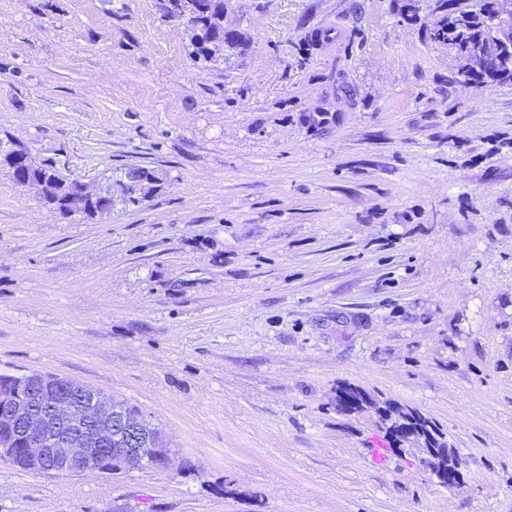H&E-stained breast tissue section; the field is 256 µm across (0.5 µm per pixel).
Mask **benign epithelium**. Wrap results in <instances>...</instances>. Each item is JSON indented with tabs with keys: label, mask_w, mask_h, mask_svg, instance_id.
<instances>
[{
	"label": "benign epithelium",
	"mask_w": 512,
	"mask_h": 512,
	"mask_svg": "<svg viewBox=\"0 0 512 512\" xmlns=\"http://www.w3.org/2000/svg\"><path fill=\"white\" fill-rule=\"evenodd\" d=\"M487 24L496 35V63H512V0H498ZM71 191L83 198H104L112 192L92 191L80 180H70ZM336 404L353 409H375L364 393L354 399L343 392ZM143 419L112 401V396L48 373L18 377L15 392L0 394V460L35 473L79 475L106 472L112 459L126 466L154 461L164 454L160 438H151ZM424 465L444 485L454 483L442 448L424 441Z\"/></svg>",
	"instance_id": "1"
}]
</instances>
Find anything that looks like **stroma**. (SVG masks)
<instances>
[{
    "label": "stroma",
    "mask_w": 512,
    "mask_h": 512,
    "mask_svg": "<svg viewBox=\"0 0 512 512\" xmlns=\"http://www.w3.org/2000/svg\"><path fill=\"white\" fill-rule=\"evenodd\" d=\"M0 0V140L136 207L68 218L0 172V375L136 407L148 467L0 461V512H512V81L459 82L441 0ZM326 37L314 42L311 33ZM355 387L462 457L336 409ZM145 167H131L126 169L119 176V196L118 202L124 206H138L146 197H141L136 193V186L142 177H148L154 171ZM424 444L426 447L425 456L422 458L424 465L430 469L441 484H453L455 482L453 480L454 471L448 469L442 448L437 447L429 440H425Z\"/></svg>",
    "instance_id": "35a3bbf8"
}]
</instances>
